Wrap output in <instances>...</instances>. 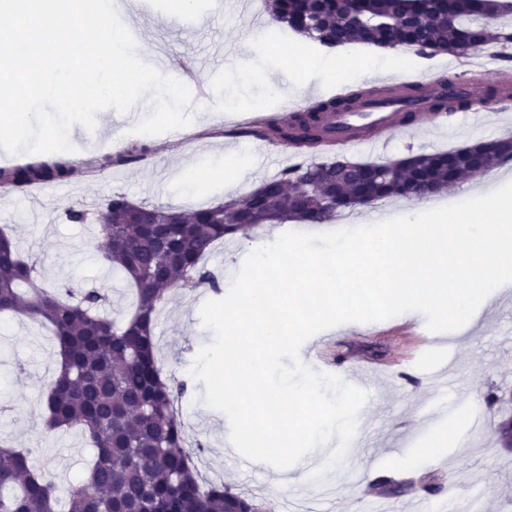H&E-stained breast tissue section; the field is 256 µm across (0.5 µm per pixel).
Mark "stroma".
Segmentation results:
<instances>
[{
	"label": "stroma",
	"instance_id": "stroma-1",
	"mask_svg": "<svg viewBox=\"0 0 512 512\" xmlns=\"http://www.w3.org/2000/svg\"><path fill=\"white\" fill-rule=\"evenodd\" d=\"M174 10V0H153L148 10L142 9L139 0H123L119 12L123 21L138 27L167 71L177 74L185 64H192L200 85L208 91L207 98L194 101L193 121L181 139L133 134V127L150 113L149 102L125 114L107 109L97 113L94 130L73 126L71 133L81 152L67 179L46 184L33 200L18 189L0 191V227L36 262L43 282L66 284L77 291L105 286L119 304L116 314L120 317L129 309L131 294L125 282L108 274L95 256L93 227L67 223L66 208L81 202L98 209L116 193L137 203L183 210L244 197L282 169L277 162L281 147L267 145L272 163L261 169L250 138L233 136L244 114L281 113L291 102L311 105L338 89L347 92L379 85L378 75L362 65L370 52L365 45L334 50L331 64L319 68L315 62L323 49L302 46L288 30L283 37L296 51L291 59L282 58L276 40L256 32L252 24L254 13L263 12L264 0H246L230 15L213 0H194L190 12L197 24L192 28L168 25ZM220 41L235 43L230 57L212 56V45ZM284 76L296 87L285 99L267 85L268 79ZM504 132L512 135V122L493 121L479 130L428 124L391 137L381 157L394 160L412 152L462 147L470 140L497 138ZM137 140L152 149L146 161L100 168L95 178H83L87 161L116 154L119 144ZM187 165L205 170V177L190 190L173 187V180ZM283 231V226H269L256 237L238 236L217 245L207 265L221 278L233 277L255 242H272ZM210 298V292L182 284L155 330L164 373L190 384L184 399L186 432L204 445L200 472L216 471L232 491L254 497L264 512H286L290 503L317 502L323 512H366L374 496L371 485L386 468L413 474L406 493L395 500L396 512H416V501L431 481L452 483L447 512H468L476 492L492 512H512V448L504 447L495 434L502 419L499 408L483 400L490 391L512 392V306H501L497 294H490L478 308L473 326L459 329L452 350H430L419 362L411 356L421 338L405 317L378 322L370 334L356 322L333 327L332 356L341 357L346 369L373 367L380 375L373 396L358 413L359 436L337 466L336 481L320 486L302 478L304 463L285 470L267 464L246 468L226 450L229 421L204 404L205 385L190 374L198 350L213 340L212 331L200 319V309ZM56 361L47 329L23 316L0 315V439L18 448L37 449L38 460L67 494L81 485L90 450L72 431L49 438L41 434L44 387ZM439 407L448 408L447 418L426 424L431 410Z\"/></svg>",
	"mask_w": 512,
	"mask_h": 512
}]
</instances>
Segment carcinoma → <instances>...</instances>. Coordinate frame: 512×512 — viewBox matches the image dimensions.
<instances>
[{
  "label": "carcinoma",
  "instance_id": "obj_1",
  "mask_svg": "<svg viewBox=\"0 0 512 512\" xmlns=\"http://www.w3.org/2000/svg\"><path fill=\"white\" fill-rule=\"evenodd\" d=\"M264 5L272 36L289 28L303 41L329 48L391 45L431 57L457 52L463 39L482 47L512 44V24L501 22V0H358L350 17L338 14L333 0H264ZM296 16L306 18V25L289 26L288 19ZM392 93L391 88H360L320 101L289 123L265 121L238 131L283 145L299 157L245 197L185 211L116 194L99 212L68 208V222L95 223V253L106 269L121 272L131 289V310L119 324L104 314L106 289H85L76 297L65 284L45 288L18 243L0 230L8 244L0 255V313L48 326L58 347L41 432L51 437L76 430L95 449L83 485L68 495L67 512H259L254 498L222 480L208 482L198 470L195 455L204 445L187 446L175 413L187 383L163 375L155 329L182 283L190 280L223 293L221 279L206 264L218 242L238 234L247 238L267 224H322L357 207L421 199L426 186L446 191L512 161V141L498 138L411 153L402 167L360 160L356 172L335 173L336 159L310 158L326 150L325 113L352 109L366 98L388 100ZM150 153L151 147L132 144L96 163L126 165ZM71 170L69 161H41L0 169V182L23 189L64 180ZM110 218L120 223L104 224ZM60 501L35 451L0 440V512H60Z\"/></svg>",
  "mask_w": 512,
  "mask_h": 512
}]
</instances>
